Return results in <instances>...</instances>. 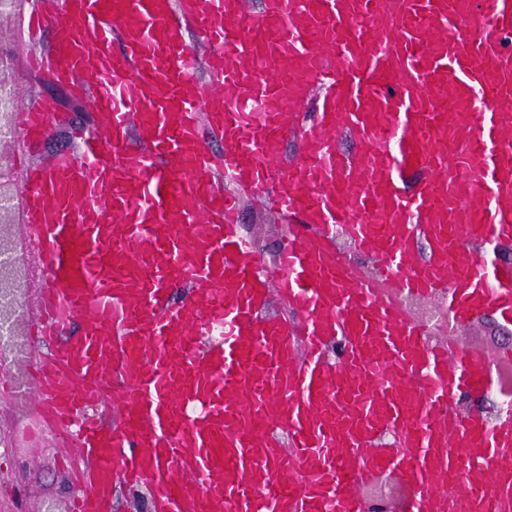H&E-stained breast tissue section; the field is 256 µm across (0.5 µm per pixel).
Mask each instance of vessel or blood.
I'll list each match as a JSON object with an SVG mask.
<instances>
[{
    "label": "vessel or blood",
    "mask_w": 512,
    "mask_h": 512,
    "mask_svg": "<svg viewBox=\"0 0 512 512\" xmlns=\"http://www.w3.org/2000/svg\"><path fill=\"white\" fill-rule=\"evenodd\" d=\"M27 37L95 117L45 165L54 102L13 133L29 334L57 344L36 402L88 464L71 512L120 483L153 512H512V409L457 411L512 350L411 307L512 324V259L483 250L512 244V0H34ZM251 193L288 224L271 269Z\"/></svg>",
    "instance_id": "1"
}]
</instances>
